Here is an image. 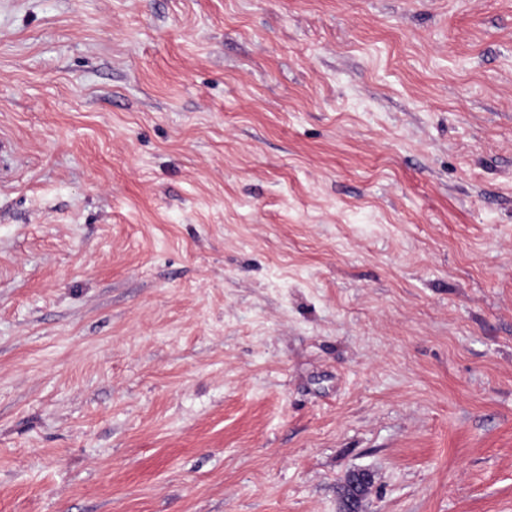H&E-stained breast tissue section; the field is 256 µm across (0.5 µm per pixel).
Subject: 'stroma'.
Segmentation results:
<instances>
[{"mask_svg": "<svg viewBox=\"0 0 512 512\" xmlns=\"http://www.w3.org/2000/svg\"><path fill=\"white\" fill-rule=\"evenodd\" d=\"M0 512H512V0H0ZM370 482L372 483L371 475L366 471H355L348 475L340 494L342 512L360 511L364 499L361 498Z\"/></svg>", "mask_w": 512, "mask_h": 512, "instance_id": "1", "label": "stroma"}]
</instances>
